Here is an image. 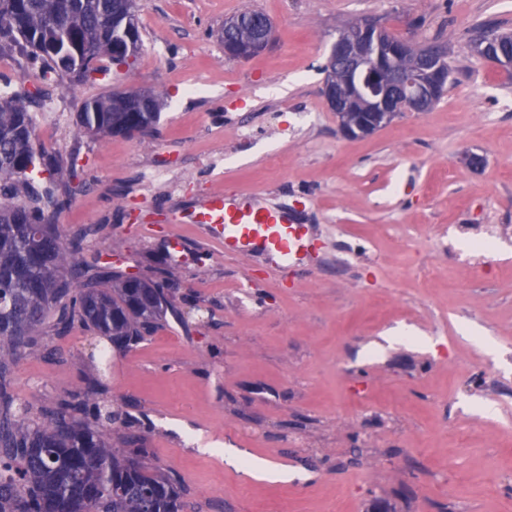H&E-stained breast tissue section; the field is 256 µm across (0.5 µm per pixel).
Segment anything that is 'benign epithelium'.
<instances>
[{
    "label": "benign epithelium",
    "mask_w": 512,
    "mask_h": 512,
    "mask_svg": "<svg viewBox=\"0 0 512 512\" xmlns=\"http://www.w3.org/2000/svg\"><path fill=\"white\" fill-rule=\"evenodd\" d=\"M274 39L272 21L257 17L242 41L224 42V55L246 60ZM441 47L414 43L372 19L347 26L338 34L327 61L330 78L323 82L326 104L346 138L374 135L402 115L432 109L447 88ZM138 112L153 111L151 90H126Z\"/></svg>",
    "instance_id": "benign-epithelium-1"
}]
</instances>
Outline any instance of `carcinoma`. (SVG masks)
<instances>
[{"mask_svg":"<svg viewBox=\"0 0 512 512\" xmlns=\"http://www.w3.org/2000/svg\"><path fill=\"white\" fill-rule=\"evenodd\" d=\"M134 0H0V51L23 48L40 63L44 80L81 82L104 74L103 59L130 66L142 50H120L119 25L138 28ZM38 92L0 87V512H183L179 483L146 462L136 434L141 423L105 398L103 375L86 374L80 386L32 417L27 403L8 392L6 379L22 352L43 347L44 330L62 336L74 325L133 347L167 316L180 313L169 295L174 267L156 279L130 276L97 255L77 261L75 246L52 224L57 210L82 188L75 162L64 163L36 140L30 109ZM156 111L120 108V91L87 100L76 114L84 134L102 139ZM47 181L39 182L42 174Z\"/></svg>","mask_w":512,"mask_h":512,"instance_id":"1","label":"carcinoma"}]
</instances>
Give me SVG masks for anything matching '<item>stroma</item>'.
<instances>
[{"mask_svg": "<svg viewBox=\"0 0 512 512\" xmlns=\"http://www.w3.org/2000/svg\"><path fill=\"white\" fill-rule=\"evenodd\" d=\"M246 8L276 39L227 59L213 31ZM365 18L441 44L455 72L428 112L347 139L322 68L338 30ZM478 26L512 32V0H142L140 56L96 80L46 82L19 50L0 53L8 82L63 115L36 134L83 172L56 216L81 236L78 259L109 251L148 276L178 261L183 320L113 354L105 377L145 424L148 463L183 484V512H512V79L475 54ZM140 87L165 94L153 135L78 133L84 100ZM146 165L181 189H143ZM217 193L292 210L317 250L225 255L191 221ZM481 224L505 230L475 270L460 258ZM43 342L8 376L37 411L100 348L79 325ZM254 458L288 479L246 475Z\"/></svg>", "mask_w": 512, "mask_h": 512, "instance_id": "stroma-1", "label": "stroma"}]
</instances>
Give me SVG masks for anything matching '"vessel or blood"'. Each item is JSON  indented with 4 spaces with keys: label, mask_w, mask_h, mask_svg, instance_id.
I'll use <instances>...</instances> for the list:
<instances>
[{
    "label": "vessel or blood",
    "mask_w": 512,
    "mask_h": 512,
    "mask_svg": "<svg viewBox=\"0 0 512 512\" xmlns=\"http://www.w3.org/2000/svg\"><path fill=\"white\" fill-rule=\"evenodd\" d=\"M203 224L222 236L224 253L244 256L256 252L288 258L315 250L316 241L291 214L281 208L227 210L220 197L209 199L201 213Z\"/></svg>",
    "instance_id": "1"
}]
</instances>
